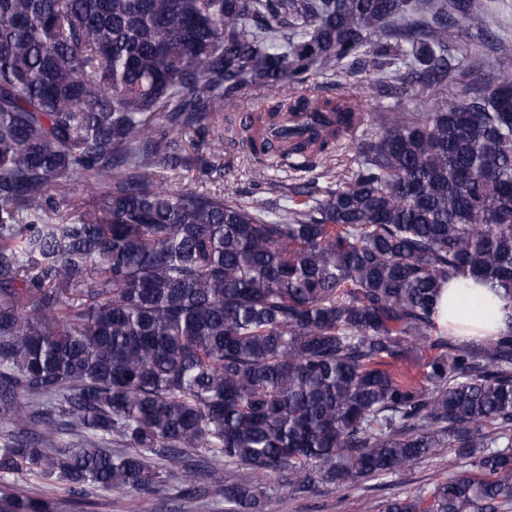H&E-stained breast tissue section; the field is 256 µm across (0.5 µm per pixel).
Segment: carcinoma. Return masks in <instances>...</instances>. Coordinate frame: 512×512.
Wrapping results in <instances>:
<instances>
[{"label":"carcinoma","mask_w":512,"mask_h":512,"mask_svg":"<svg viewBox=\"0 0 512 512\" xmlns=\"http://www.w3.org/2000/svg\"><path fill=\"white\" fill-rule=\"evenodd\" d=\"M450 26L484 30L472 0H0V512L173 479L280 512L273 475L347 493L439 448L448 477L381 512H512V326L473 344L435 309L458 277L512 294V45L464 73ZM368 63L377 90L455 93L386 113L340 173L357 101L285 90ZM251 89L274 104L210 154L333 174L324 198L262 167L246 202L158 186L199 158L173 132ZM78 176L93 211L46 217ZM29 476L68 497L10 490Z\"/></svg>","instance_id":"carcinoma-1"}]
</instances>
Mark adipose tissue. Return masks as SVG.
Returning <instances> with one entry per match:
<instances>
[{"mask_svg": "<svg viewBox=\"0 0 512 512\" xmlns=\"http://www.w3.org/2000/svg\"><path fill=\"white\" fill-rule=\"evenodd\" d=\"M437 320L449 335L479 343L512 326V296L470 278L445 284L436 304Z\"/></svg>", "mask_w": 512, "mask_h": 512, "instance_id": "ef3b65f1", "label": "adipose tissue"}]
</instances>
